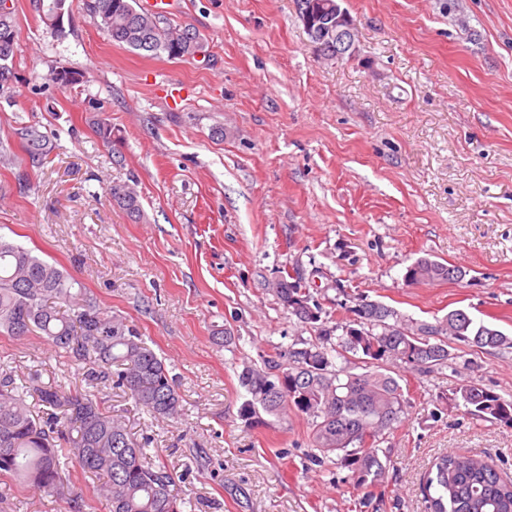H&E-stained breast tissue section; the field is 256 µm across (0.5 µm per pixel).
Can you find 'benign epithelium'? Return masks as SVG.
Here are the masks:
<instances>
[{
  "instance_id": "7a95c632",
  "label": "benign epithelium",
  "mask_w": 512,
  "mask_h": 512,
  "mask_svg": "<svg viewBox=\"0 0 512 512\" xmlns=\"http://www.w3.org/2000/svg\"><path fill=\"white\" fill-rule=\"evenodd\" d=\"M343 0H296V9L305 32L317 51L329 49L338 54L353 50L356 23L342 6Z\"/></svg>"
}]
</instances>
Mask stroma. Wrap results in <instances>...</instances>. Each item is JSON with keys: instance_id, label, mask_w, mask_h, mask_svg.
Wrapping results in <instances>:
<instances>
[{"instance_id": "35a3bbf8", "label": "stroma", "mask_w": 512, "mask_h": 512, "mask_svg": "<svg viewBox=\"0 0 512 512\" xmlns=\"http://www.w3.org/2000/svg\"><path fill=\"white\" fill-rule=\"evenodd\" d=\"M70 2L53 36L36 0H13L0 237L133 321L175 375L184 410L154 421L39 335L0 332V374L91 392L123 415L149 438V462L173 472L186 512H430L427 478L449 453L512 480V426L452 399L476 381L512 401V352L457 343L434 372L404 373L409 405L382 440L390 465L367 509L348 469L309 463L305 415L243 419L238 380L314 338L270 287L289 272L332 326L352 321L364 297L430 323L461 308L512 336V0H346L355 50L332 60L315 51L294 0H182L160 20L194 28L203 50L181 59L113 44L83 0ZM61 66L85 82L48 83ZM98 115L115 146L89 126ZM29 125L52 146L37 168L18 137ZM132 177L137 223L107 196ZM421 257L463 276L410 284ZM0 512L63 506L2 483Z\"/></svg>"}]
</instances>
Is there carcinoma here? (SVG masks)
Returning a JSON list of instances; mask_svg holds the SVG:
<instances>
[{
	"mask_svg": "<svg viewBox=\"0 0 512 512\" xmlns=\"http://www.w3.org/2000/svg\"><path fill=\"white\" fill-rule=\"evenodd\" d=\"M87 10L112 41L134 50L193 56L202 45L190 28L160 25L156 16L136 7V0H85ZM15 12L0 13V45L15 46ZM46 79L59 88L84 82L81 70L61 66ZM101 142L112 146V123L93 122ZM20 139L28 164L39 167L50 150L35 127H24ZM112 203L138 220L142 205L134 183L109 188ZM462 271L444 262L420 258L407 267L411 283L456 281ZM285 310L312 325L314 340L288 350V364L263 360L264 369L248 366L240 383L252 399L241 416L252 421L258 409L277 413L292 407L307 416L311 461L347 468L357 488L371 499L384 483L388 456L379 448L385 432L399 422L408 400L400 384L403 368L431 372L448 362V344L460 341L480 349H512V337L494 326L476 323L464 309H453L436 323L414 321L393 308L357 299L356 319L332 341L333 329L321 320L322 307L299 276L274 283ZM0 328L16 339L34 333L54 348L90 366L89 375L115 376L157 421L182 415V398L166 363L145 342L138 328L100 307L84 286L32 250L0 239ZM358 360L366 371L351 373L344 364ZM276 379H271V376ZM41 401L61 411L42 421L32 414L24 389L11 378L0 379V481L20 489H38L63 503L64 512H184L174 491V477L163 466L146 462V448L132 436L125 420L105 410L90 395L53 385L33 387ZM466 412L512 425V401L477 382L457 390ZM98 478L86 496L72 481L70 464ZM427 487L432 512H512V481L486 460L450 453L435 463Z\"/></svg>",
	"mask_w": 512,
	"mask_h": 512,
	"instance_id": "1",
	"label": "carcinoma"
}]
</instances>
